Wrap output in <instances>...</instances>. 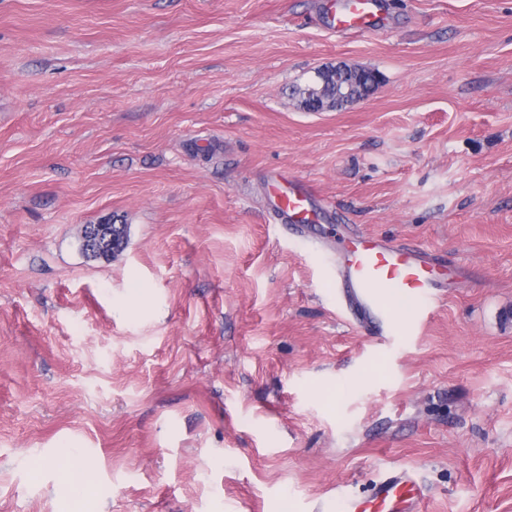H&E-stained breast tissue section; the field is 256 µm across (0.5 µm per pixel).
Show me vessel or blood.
Here are the masks:
<instances>
[{
  "label": "vessel or blood",
  "instance_id": "obj_1",
  "mask_svg": "<svg viewBox=\"0 0 512 512\" xmlns=\"http://www.w3.org/2000/svg\"><path fill=\"white\" fill-rule=\"evenodd\" d=\"M327 10L334 29L341 34L372 33L380 27V0H329ZM271 196L279 219L292 228L321 218L306 184L287 188L273 184ZM445 267V260L438 255L377 237L355 233L336 243V286L370 336L398 331L387 298L431 305L439 302L447 286ZM423 498L422 487L410 471L394 470L376 482L368 496L348 499L344 512H421Z\"/></svg>",
  "mask_w": 512,
  "mask_h": 512
}]
</instances>
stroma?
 Listing matches in <instances>:
<instances>
[{
	"label": "stroma",
	"instance_id": "35a3bbf8",
	"mask_svg": "<svg viewBox=\"0 0 512 512\" xmlns=\"http://www.w3.org/2000/svg\"><path fill=\"white\" fill-rule=\"evenodd\" d=\"M385 20L0 0V512H342L392 468L423 512H512V0ZM339 63L378 86L303 110ZM275 177L324 221L283 229ZM86 224L126 247L87 256ZM347 230L456 286L365 335L331 279Z\"/></svg>",
	"mask_w": 512,
	"mask_h": 512
}]
</instances>
